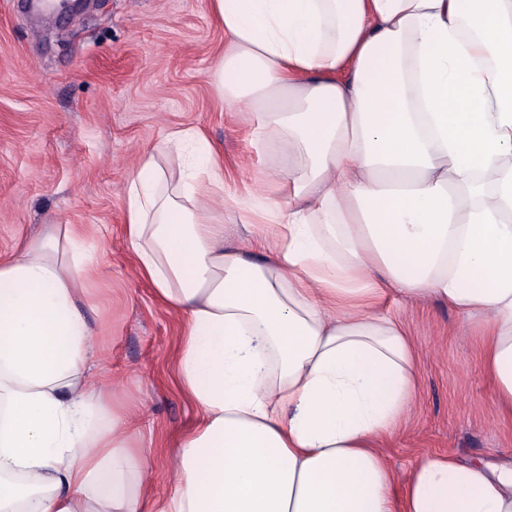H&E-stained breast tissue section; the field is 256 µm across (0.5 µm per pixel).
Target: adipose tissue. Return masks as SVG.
<instances>
[{
  "label": "adipose tissue",
  "instance_id": "obj_1",
  "mask_svg": "<svg viewBox=\"0 0 512 512\" xmlns=\"http://www.w3.org/2000/svg\"><path fill=\"white\" fill-rule=\"evenodd\" d=\"M214 78L271 167L247 197L168 131L124 187L125 244L184 317L197 419L152 490L131 409L93 372L80 224L0 259V512H512V466L426 454L403 493L378 440L416 393L390 292L474 320L512 419V0H209ZM183 167L172 175L170 158ZM267 230L263 258L223 213ZM224 226L226 227V240L227 243L231 242L239 244L248 239L246 245H249L252 240L253 229L249 227L244 219H241L238 214L228 213L224 214ZM251 231V233H250Z\"/></svg>",
  "mask_w": 512,
  "mask_h": 512
}]
</instances>
